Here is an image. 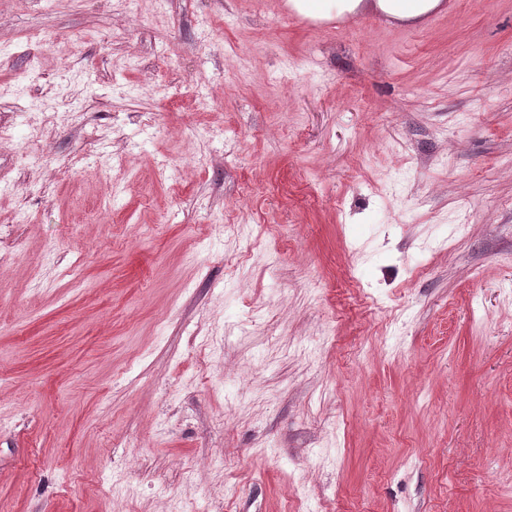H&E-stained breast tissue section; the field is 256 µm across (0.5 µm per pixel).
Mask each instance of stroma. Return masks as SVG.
Returning <instances> with one entry per match:
<instances>
[{
  "label": "stroma",
  "instance_id": "stroma-1",
  "mask_svg": "<svg viewBox=\"0 0 512 512\" xmlns=\"http://www.w3.org/2000/svg\"><path fill=\"white\" fill-rule=\"evenodd\" d=\"M0 512H512V0H0ZM440 0H377L375 6L391 19L416 20L436 9Z\"/></svg>",
  "mask_w": 512,
  "mask_h": 512
}]
</instances>
